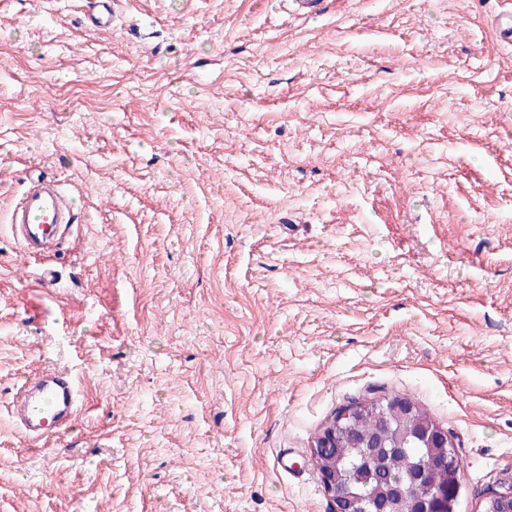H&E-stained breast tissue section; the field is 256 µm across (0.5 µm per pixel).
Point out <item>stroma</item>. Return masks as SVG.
<instances>
[{"label":"stroma","mask_w":512,"mask_h":512,"mask_svg":"<svg viewBox=\"0 0 512 512\" xmlns=\"http://www.w3.org/2000/svg\"><path fill=\"white\" fill-rule=\"evenodd\" d=\"M503 3L120 0L96 32L0 0V512H333L315 435L394 393L483 512L512 482ZM35 170L81 214L27 260ZM46 370L79 406L31 441L7 405Z\"/></svg>","instance_id":"35a3bbf8"}]
</instances>
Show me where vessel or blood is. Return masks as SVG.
I'll list each match as a JSON object with an SVG mask.
<instances>
[{"label":"vessel or blood","mask_w":512,"mask_h":512,"mask_svg":"<svg viewBox=\"0 0 512 512\" xmlns=\"http://www.w3.org/2000/svg\"><path fill=\"white\" fill-rule=\"evenodd\" d=\"M92 30L111 29L116 12L113 0H87ZM77 220L74 202L48 177L30 180L7 222L18 248L28 257L47 253L63 234V227ZM78 385L71 375L42 372L24 380L10 404L18 431L31 440L61 434L78 408Z\"/></svg>","instance_id":"1"}]
</instances>
